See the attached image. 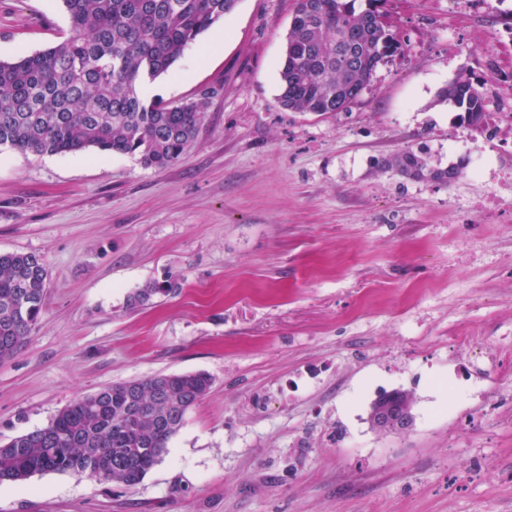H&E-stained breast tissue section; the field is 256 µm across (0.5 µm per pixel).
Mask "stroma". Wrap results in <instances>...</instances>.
<instances>
[{"label":"stroma","instance_id":"1","mask_svg":"<svg viewBox=\"0 0 512 512\" xmlns=\"http://www.w3.org/2000/svg\"><path fill=\"white\" fill-rule=\"evenodd\" d=\"M293 7L239 0L154 80L168 101L213 91L172 166L0 150V253L50 273L0 361V442L115 383L212 379L135 487L37 474L0 484V512H512V224L463 208L475 183L381 167L409 147L455 162L437 95L483 48L449 58L446 5L407 0L410 63L349 111L300 114L277 103ZM70 34L62 0H0L2 61ZM397 388L413 427L379 433L370 406ZM176 288H178V286L168 280L148 283L129 296L128 305L131 308L145 306L153 297L157 295H169L174 292Z\"/></svg>","mask_w":512,"mask_h":512}]
</instances>
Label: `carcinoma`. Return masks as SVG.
I'll return each mask as SVG.
<instances>
[{"mask_svg":"<svg viewBox=\"0 0 512 512\" xmlns=\"http://www.w3.org/2000/svg\"><path fill=\"white\" fill-rule=\"evenodd\" d=\"M71 35L15 62L0 60V147L33 155L126 154L145 167L176 163L205 120L212 89L194 101L143 99L139 85L169 72L185 49L224 20L238 0H62ZM384 0H294L278 103L317 115L348 111L380 63L397 50L383 22ZM477 124L485 107L468 79L439 91ZM382 167L409 180L454 181L407 149ZM48 270L33 253H0V360L35 330ZM177 285L137 289V308ZM212 384L203 372L115 383L82 396L45 427L0 445V484L60 472L131 488L168 453L187 412Z\"/></svg>","mask_w":512,"mask_h":512,"instance_id":"carcinoma-1","label":"carcinoma"}]
</instances>
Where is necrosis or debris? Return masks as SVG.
Wrapping results in <instances>:
<instances>
[{
  "label": "necrosis or debris",
  "instance_id": "necrosis-or-debris-1",
  "mask_svg": "<svg viewBox=\"0 0 512 512\" xmlns=\"http://www.w3.org/2000/svg\"><path fill=\"white\" fill-rule=\"evenodd\" d=\"M448 16L463 29L449 40L485 45L480 76L473 86L486 110L478 125L455 115L448 147L460 154L461 176L478 184L465 208L470 215L500 224L512 222V0H448Z\"/></svg>",
  "mask_w": 512,
  "mask_h": 512
}]
</instances>
